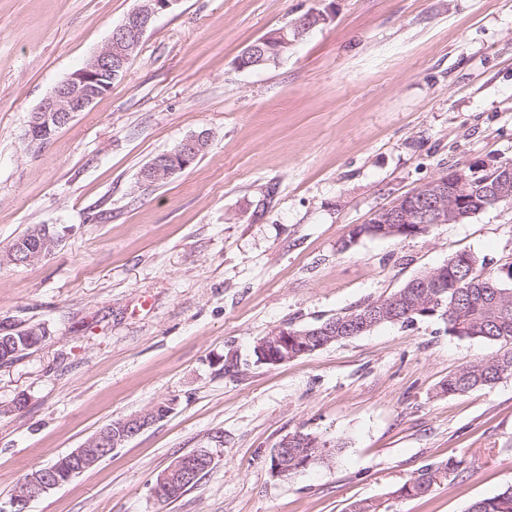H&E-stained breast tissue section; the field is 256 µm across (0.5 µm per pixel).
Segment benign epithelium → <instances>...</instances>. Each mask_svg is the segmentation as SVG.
I'll return each instance as SVG.
<instances>
[{
	"label": "benign epithelium",
	"instance_id": "benign-epithelium-1",
	"mask_svg": "<svg viewBox=\"0 0 512 512\" xmlns=\"http://www.w3.org/2000/svg\"><path fill=\"white\" fill-rule=\"evenodd\" d=\"M180 0H139V5L112 29L106 44L93 54L84 65L68 78L57 84L30 115L27 139L40 145L39 134L52 127L66 125L76 113L85 111L108 83L119 78L126 69L134 52L139 48L149 28L158 15L174 10ZM329 16L324 11L313 10L296 20L290 27L263 37V46L249 48L237 62L245 69L265 63L264 56L280 58L287 54L310 30L325 24ZM209 144V133H195L181 141L177 151L169 154L168 162L155 164L145 172L148 180L171 176L187 167L200 150ZM484 187L485 201L490 205L512 199V162L495 158L476 159L457 166L414 191L400 197L391 206L373 213L368 223L350 229L352 241L363 236L378 238L412 237L422 233V227L436 224L460 223L474 215L471 186ZM396 317L395 308L377 304L367 313L349 318L345 331L361 335L373 328L371 319L386 312ZM255 352L265 363H285L299 355L293 348L291 333L279 328L255 342ZM152 415L141 412L125 417L115 425L112 434L103 437L101 443L117 448L151 424ZM296 443V437L283 438L272 452L273 474L283 475L280 459ZM78 472L82 473L101 461L100 449L82 446L70 453ZM197 461L191 455L176 459L159 475L154 490L160 494H174L196 472ZM59 487L53 476L47 473L30 475L24 481L23 491L0 505V512H18L25 504L48 491Z\"/></svg>",
	"mask_w": 512,
	"mask_h": 512
}]
</instances>
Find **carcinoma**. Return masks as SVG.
I'll return each instance as SVG.
<instances>
[{
    "label": "carcinoma",
    "mask_w": 512,
    "mask_h": 512,
    "mask_svg": "<svg viewBox=\"0 0 512 512\" xmlns=\"http://www.w3.org/2000/svg\"><path fill=\"white\" fill-rule=\"evenodd\" d=\"M41 245L50 250L54 240L46 238L45 225L40 224L28 234L17 240L6 254V260L14 261L18 248L26 245ZM428 273H423L407 281L393 293L363 304L361 307L346 311L333 317L336 323L366 311L379 302H387L398 297V315L402 323H412L422 315L413 312V307L428 298L437 296L442 302L437 316L448 323V332L461 338L479 339L499 346L495 354L475 360L457 372L448 376L440 387V392L448 395H462L474 389L493 385L502 379L512 378V287L491 289L508 278L512 279V261L489 268L472 253L462 252L456 259L448 260V281L442 288H424L423 281ZM307 328H293L299 342L297 347L317 346L328 341H342L344 337L320 336L313 338L304 335ZM48 331L41 325H32L14 331L18 342L23 344L20 353L14 346L0 342V365L12 364L22 357V352L45 341ZM47 468L54 471L62 483L73 476L69 455L54 459ZM454 464L446 462L436 466L427 465L419 469L400 488L407 497H426L431 495L440 483L434 477L447 478ZM467 512H512V486L483 499L472 502Z\"/></svg>",
    "instance_id": "cac0c4a2"
}]
</instances>
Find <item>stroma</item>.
<instances>
[{"label": "stroma", "instance_id": "1", "mask_svg": "<svg viewBox=\"0 0 512 512\" xmlns=\"http://www.w3.org/2000/svg\"><path fill=\"white\" fill-rule=\"evenodd\" d=\"M138 0H0V256L69 227L28 265L0 259V323L47 340L0 366V502L111 420L172 411L29 512H465L512 485V378L462 396L449 374L495 345L443 319L385 324L271 366L256 338L380 297L469 251L512 261V207L415 237L352 226L448 169L512 160V0H180L124 74L43 146L30 114ZM329 13L278 64L255 40ZM204 155L163 183L142 169L199 131ZM303 432L343 446L288 477L270 454ZM214 460L162 503L179 456ZM458 469L433 495L396 491ZM49 224H40L37 227H35L33 230H31L28 234L17 240L11 247V249L6 254V260L8 262H13L14 257H17L18 248L20 246H26V245H34L36 247L38 243L41 244V248L45 249V252H48L50 250V246L52 245V248L50 252L52 253L55 251L53 246L55 245L54 239H47L46 233H45V226ZM47 254L44 253V250L38 249L34 253H29L26 258L19 259L14 261L15 264H28L29 262H32L37 257H44ZM454 469V464L446 462L433 466L427 465L419 469L414 475L399 489L406 497H426L431 495L440 487L442 479H446L448 471ZM441 475L440 480L434 477Z\"/></svg>", "mask_w": 512, "mask_h": 512}]
</instances>
